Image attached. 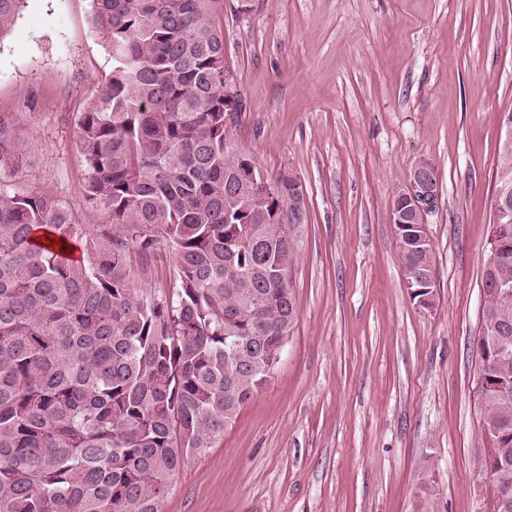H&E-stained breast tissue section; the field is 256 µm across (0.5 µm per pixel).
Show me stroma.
<instances>
[{"label": "stroma", "instance_id": "1", "mask_svg": "<svg viewBox=\"0 0 512 512\" xmlns=\"http://www.w3.org/2000/svg\"><path fill=\"white\" fill-rule=\"evenodd\" d=\"M245 110L227 134L302 183L298 317L270 381L175 479L163 512H493L474 339L502 136L512 0H222ZM112 69L92 0H24L0 37V112L47 192L96 230L76 116ZM432 307L413 300L390 207L419 157Z\"/></svg>", "mask_w": 512, "mask_h": 512}]
</instances>
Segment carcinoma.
I'll return each mask as SVG.
<instances>
[{"instance_id":"carcinoma-1","label":"carcinoma","mask_w":512,"mask_h":512,"mask_svg":"<svg viewBox=\"0 0 512 512\" xmlns=\"http://www.w3.org/2000/svg\"><path fill=\"white\" fill-rule=\"evenodd\" d=\"M23 2L0 0V34ZM92 2L112 71L76 142L106 223L89 233L49 194L0 189V512H162L188 459L268 382L297 319L280 203L304 206L303 187L227 135L243 102L224 94L220 0ZM24 160L0 112V180ZM496 177L512 188V153ZM395 228L406 278L434 275L422 225ZM162 243L171 286L135 285L131 247L145 270ZM497 281L512 284V249L483 272L480 325L498 335L474 346L504 468L494 512H512V297Z\"/></svg>"}]
</instances>
